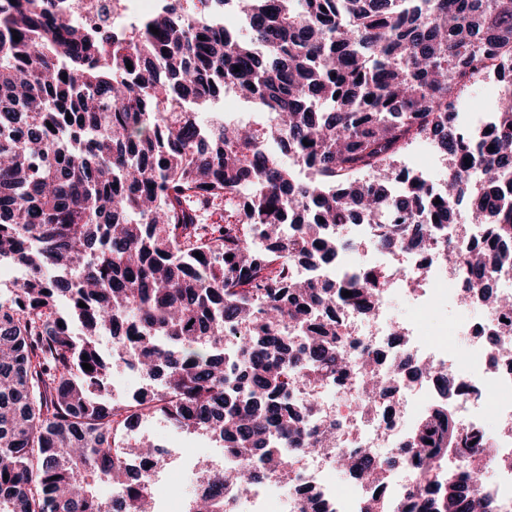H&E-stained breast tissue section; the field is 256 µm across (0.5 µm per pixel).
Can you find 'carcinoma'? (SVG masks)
Returning a JSON list of instances; mask_svg holds the SVG:
<instances>
[{
	"label": "carcinoma",
	"mask_w": 512,
	"mask_h": 512,
	"mask_svg": "<svg viewBox=\"0 0 512 512\" xmlns=\"http://www.w3.org/2000/svg\"><path fill=\"white\" fill-rule=\"evenodd\" d=\"M216 1L240 15L237 34ZM492 67L512 72V0H159L119 28L78 24L66 0H0V264L26 271L0 295V512H154L131 460L160 452L124 439L144 418L224 443L246 462L239 482L288 472V444L317 452L285 369L314 382L345 372L336 309L372 313L384 280L354 268L316 285L285 264L335 257L346 245L332 226L357 218L380 226L383 246L441 248L473 169L472 219L488 237L441 256L492 304L490 275L512 268V97L477 148L453 122ZM227 88L271 123L201 119ZM270 140L316 177L295 179L261 151ZM422 140L446 156L442 190L400 169ZM218 201L231 220L200 223ZM283 224L301 236L282 239ZM254 226L263 266L248 247ZM286 321L304 329V349L280 340ZM239 324L237 385L224 336ZM126 354L159 385L114 401ZM417 428L405 447L425 463L424 512H491L440 472L453 448L480 472L478 435L458 432L446 404ZM197 467L189 512H224L228 476ZM343 467L370 486L362 512H386L382 466L345 456ZM103 483L122 496L101 498Z\"/></svg>",
	"instance_id": "cac0c4a2"
}]
</instances>
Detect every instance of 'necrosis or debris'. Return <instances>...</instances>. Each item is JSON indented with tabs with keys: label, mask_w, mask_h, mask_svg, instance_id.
Instances as JSON below:
<instances>
[{
	"label": "necrosis or debris",
	"mask_w": 512,
	"mask_h": 512,
	"mask_svg": "<svg viewBox=\"0 0 512 512\" xmlns=\"http://www.w3.org/2000/svg\"><path fill=\"white\" fill-rule=\"evenodd\" d=\"M156 0H71L75 20L94 26L102 20L126 21L151 11ZM334 231L342 241H365L368 249L356 255L340 254L317 266L289 262L288 275L296 280L333 282L351 266L374 268L384 275L375 310L363 314L354 307L338 312L340 347L350 359L345 375L310 383L299 378L289 389L298 405H313L310 424L323 436L324 448L297 457L293 472L302 483L322 492L327 512H359L367 495L366 484L352 480L337 489L342 458L360 452L384 463L387 495L393 512H407L413 496L424 486L404 443L417 423L432 411L440 392L425 369L452 377L458 391L448 399L454 426L477 432L482 445L496 457H512V334H500L504 312L483 308L473 317L470 307L479 302L461 268L445 264L438 253L409 246L377 247L374 224H340ZM405 299L415 308L412 319L395 320L391 306ZM452 309L448 327L428 331L423 315ZM375 359L384 385L383 394L368 396L363 387V362ZM442 465L454 477H467L478 497L494 512H512V468H501L493 481L466 475L459 457ZM287 481L271 477L263 484L228 486L224 512H304L302 498L288 496Z\"/></svg>",
	"instance_id": "necrosis-or-debris-1"
}]
</instances>
